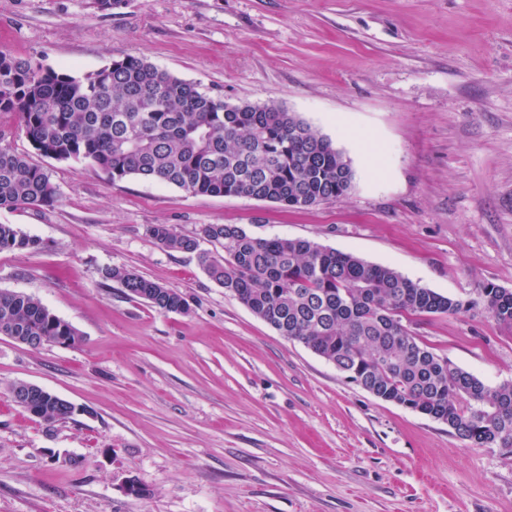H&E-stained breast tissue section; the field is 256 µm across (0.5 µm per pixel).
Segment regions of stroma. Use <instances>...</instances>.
I'll list each match as a JSON object with an SVG mask.
<instances>
[{
  "instance_id": "1",
  "label": "stroma",
  "mask_w": 512,
  "mask_h": 512,
  "mask_svg": "<svg viewBox=\"0 0 512 512\" xmlns=\"http://www.w3.org/2000/svg\"><path fill=\"white\" fill-rule=\"evenodd\" d=\"M0 50L77 75L132 55L229 103L277 102L353 170L348 194L297 209L113 183L34 154L0 115L59 193L0 209L40 241L0 252V291L81 335L36 350L0 336V512H512V451L349 382L149 234L236 224L463 302L512 290V0H0ZM109 268L181 292L189 312L102 287ZM409 328L487 385L512 381V336L483 308ZM17 382L71 402V419L15 405Z\"/></svg>"
}]
</instances>
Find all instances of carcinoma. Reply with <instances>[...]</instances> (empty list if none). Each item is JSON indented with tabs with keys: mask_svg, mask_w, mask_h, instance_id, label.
<instances>
[{
	"mask_svg": "<svg viewBox=\"0 0 512 512\" xmlns=\"http://www.w3.org/2000/svg\"><path fill=\"white\" fill-rule=\"evenodd\" d=\"M0 113L12 114L37 154L85 164L112 181L136 176L195 195L245 196L288 208L347 194L350 160L276 102L231 105L146 59L123 56L83 75L0 50ZM50 171L0 144V209L51 206ZM150 234L169 250L198 253L207 275L279 335L303 344L373 396L445 423L476 447L512 448V381L495 387L441 357L403 319L455 315L478 305L512 335V290L487 284L463 303L396 270L317 242L249 235L235 224ZM224 244L216 257L200 240ZM39 241L0 224V251ZM128 295L164 313H186L177 290L111 268ZM1 336H71L40 299L0 292ZM63 423L72 406L42 403Z\"/></svg>",
	"mask_w": 512,
	"mask_h": 512,
	"instance_id": "obj_1",
	"label": "carcinoma"
}]
</instances>
